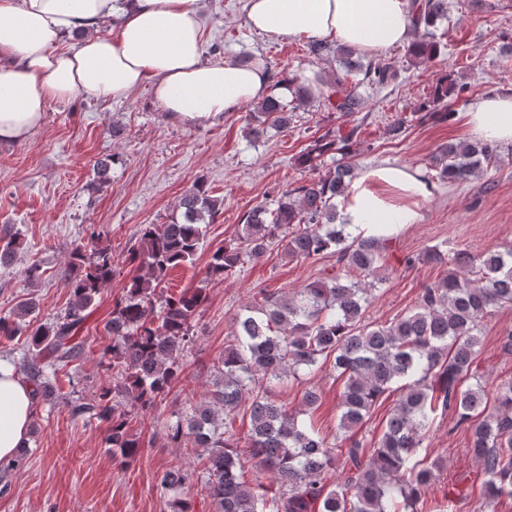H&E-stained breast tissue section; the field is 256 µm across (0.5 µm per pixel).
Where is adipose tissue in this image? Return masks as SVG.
I'll return each mask as SVG.
<instances>
[{
  "label": "adipose tissue",
  "instance_id": "1",
  "mask_svg": "<svg viewBox=\"0 0 512 512\" xmlns=\"http://www.w3.org/2000/svg\"><path fill=\"white\" fill-rule=\"evenodd\" d=\"M120 17L116 36L100 24ZM246 22L266 37H305L380 54L411 40L410 0H247ZM199 0H0V142H19L44 124L51 104L86 93L127 99L151 86L162 111L201 121L271 93L262 68L202 62ZM72 47H65L66 39ZM478 138L512 142V96L478 100L464 114ZM435 186L418 167L386 163L360 175L340 212L355 236H390L418 223ZM30 388L0 361V460L24 447Z\"/></svg>",
  "mask_w": 512,
  "mask_h": 512
}]
</instances>
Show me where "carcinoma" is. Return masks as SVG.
<instances>
[{
	"label": "carcinoma",
	"mask_w": 512,
	"mask_h": 512,
	"mask_svg": "<svg viewBox=\"0 0 512 512\" xmlns=\"http://www.w3.org/2000/svg\"><path fill=\"white\" fill-rule=\"evenodd\" d=\"M448 17V0H412L415 39L407 53L415 59L440 54L434 29ZM346 73L317 90L301 86L303 102H318L345 115L362 109L359 88L383 89L396 82L393 62L362 64L354 51L336 48ZM467 87L444 75L419 111L422 117L447 121L451 103ZM293 113L276 98L249 113V137L258 139L272 126L286 129ZM360 126L337 127L313 141L298 158L303 169L317 171L327 154L340 155L336 167L286 190L270 209L265 204L244 215L233 243L217 248L207 276L225 279L244 264L279 245L286 257L312 259L336 254V273L320 277L288 295L260 291L262 304L234 318L233 339L217 359L211 400L196 404L167 427L168 437L191 440L203 462L205 490L215 512H417L425 490L442 469L438 460L420 457V448L437 412L451 411L455 427L470 431L469 452L477 459L484 481L476 512H490L503 495H512V379L493 392L478 372L482 319L493 308L512 303V247L487 251L476 259L465 251L446 254L437 246L407 262L449 266L441 280L422 289L414 306L384 323L364 322L372 287L378 280L386 238L349 237L336 223V199H343L353 181L352 164ZM496 143L459 141L442 146L432 158L434 177L464 182L486 171L497 159ZM181 219L144 224L128 259L138 273L125 285L104 330L112 344L102 352V366L112 383L97 398L71 404L75 416L108 424L107 442L121 466L136 462L142 442L131 431V416L146 414L181 375L183 352L195 343L192 322L205 301L204 289L171 293L168 272L193 263L220 204L198 180L183 194ZM90 249L70 254L66 284L70 306L64 315L33 325L26 317L36 310L28 297L10 315H0V339L27 332L31 355L14 364L31 388L33 406L43 404L60 367L79 357L83 344L74 340L100 291L116 274L112 248L91 231ZM23 241L14 227H0V267L10 266ZM331 363L343 382L339 430L348 442L340 448L315 429L305 414L293 413L276 400L285 379ZM398 392L381 438L369 458L354 437L376 404ZM249 413L245 438L233 431L231 415ZM256 470L275 477L276 488L246 479L242 458ZM192 476L167 469L159 485L169 494V512H194L188 493Z\"/></svg>",
	"instance_id": "cac0c4a2"
}]
</instances>
